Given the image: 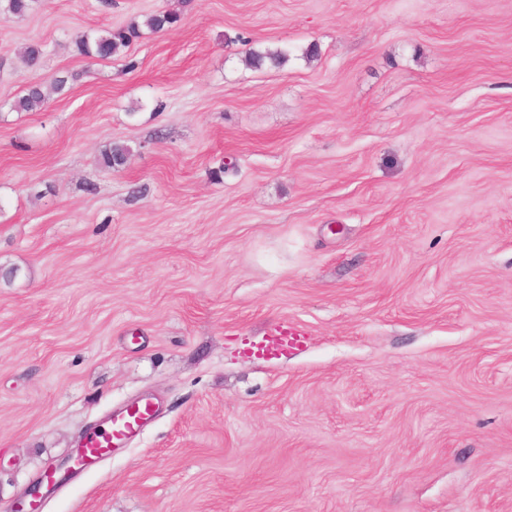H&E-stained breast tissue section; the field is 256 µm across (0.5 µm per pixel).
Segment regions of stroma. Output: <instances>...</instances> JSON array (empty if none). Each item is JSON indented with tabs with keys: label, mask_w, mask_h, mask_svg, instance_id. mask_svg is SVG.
Returning a JSON list of instances; mask_svg holds the SVG:
<instances>
[{
	"label": "stroma",
	"mask_w": 512,
	"mask_h": 512,
	"mask_svg": "<svg viewBox=\"0 0 512 512\" xmlns=\"http://www.w3.org/2000/svg\"><path fill=\"white\" fill-rule=\"evenodd\" d=\"M162 10L121 57L75 48ZM141 398L39 512H512V0L0 20V512ZM46 95L40 85L29 86L23 95L19 96L13 103L16 111H36L46 103ZM153 413L150 402H140L112 412L107 428L96 429L85 436L81 453L71 462L72 473L81 474L108 457L112 449L125 447L145 427Z\"/></svg>",
	"instance_id": "1"
}]
</instances>
